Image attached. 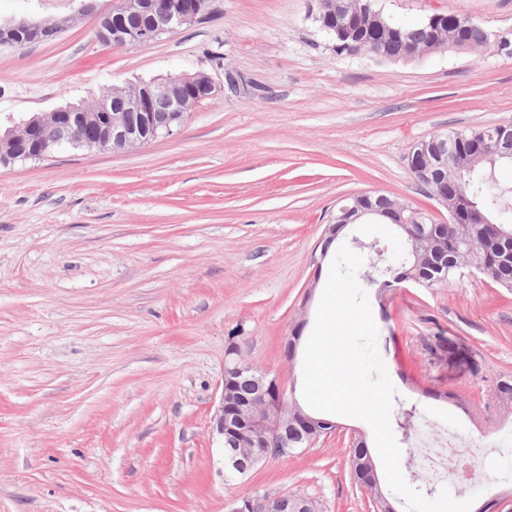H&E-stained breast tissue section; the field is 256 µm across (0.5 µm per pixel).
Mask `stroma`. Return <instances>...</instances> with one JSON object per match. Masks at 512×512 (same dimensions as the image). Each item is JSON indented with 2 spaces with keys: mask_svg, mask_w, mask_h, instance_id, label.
I'll use <instances>...</instances> for the list:
<instances>
[{
  "mask_svg": "<svg viewBox=\"0 0 512 512\" xmlns=\"http://www.w3.org/2000/svg\"><path fill=\"white\" fill-rule=\"evenodd\" d=\"M314 0H214L201 21L139 46L94 36L112 0H0V21L50 18V40L0 45V123L93 103L115 86L192 74L217 90L171 134L122 153L66 150L0 165V512H230L301 495L316 512H374L348 467L363 420L294 456L224 477L213 425L229 341L302 401L303 356L327 273L315 259L343 198L379 192L447 211L412 178L417 140L512 123V56L419 62L342 57ZM419 23L461 13L512 33V0H377ZM237 89H229L225 73ZM378 349L420 419L489 454L468 493L512 491V406L478 395L512 376V301L474 271L435 291L399 288ZM450 340L429 356L427 338ZM457 393L460 404L424 397Z\"/></svg>",
  "mask_w": 512,
  "mask_h": 512,
  "instance_id": "35a3bbf8",
  "label": "stroma"
}]
</instances>
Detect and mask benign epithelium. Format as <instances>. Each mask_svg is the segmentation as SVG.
<instances>
[{"instance_id":"benign-epithelium-1","label":"benign epithelium","mask_w":512,"mask_h":512,"mask_svg":"<svg viewBox=\"0 0 512 512\" xmlns=\"http://www.w3.org/2000/svg\"><path fill=\"white\" fill-rule=\"evenodd\" d=\"M135 14L141 23L130 26L126 17ZM199 20V9L194 0H114L112 13L103 18L99 26V39L113 46H134L145 44L171 33L183 25ZM315 20L323 30L331 34L334 49L340 53L351 52L357 42V30L353 24V13L349 11L348 0H316ZM42 22L24 21L20 24L0 25V44H20L40 35ZM216 91L213 77L205 71L182 74L163 81L131 83L112 88V94L97 101L94 108L69 106L67 114L93 110L112 113V122L97 130L83 121L69 119L44 124L34 115L31 119L15 125L9 133L27 141L25 158L43 159L50 157L63 146L88 145L98 147L103 143L112 146V151H127L143 146L162 134H168L172 127L182 122L201 100L211 97ZM166 99L171 117L164 130H159L153 118L157 98ZM492 151L501 156L512 155V124L493 126L491 135ZM458 149L448 138H424L415 143L407 156L408 166L416 173V181L441 206L448 207V188L443 176L448 167L455 165ZM378 202L368 195H355L343 199L338 207L336 223L353 224L359 220L374 218L381 213ZM249 373L258 387V398L275 397L273 404L251 402L241 409L226 408V394H220L215 412V427L219 435L232 434L234 440H227L229 448L224 454L225 467L238 476H245L261 461L283 458L288 455V400L281 381L276 376L258 374L248 365L235 364L225 368V375ZM259 428L263 441L259 446L239 439L242 430Z\"/></svg>"}]
</instances>
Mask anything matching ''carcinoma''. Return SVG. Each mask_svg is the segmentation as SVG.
<instances>
[{"instance_id":"1","label":"carcinoma","mask_w":512,"mask_h":512,"mask_svg":"<svg viewBox=\"0 0 512 512\" xmlns=\"http://www.w3.org/2000/svg\"><path fill=\"white\" fill-rule=\"evenodd\" d=\"M397 28L396 35L382 46L389 62L426 59L454 46H467L479 40L482 25L463 14L448 29L447 42L432 39L427 23L407 25L387 20ZM490 128L448 132L459 145V170L448 178V201L467 198L485 216L484 224H467L459 214H448V223L394 225L396 242L389 256L383 259L380 275L375 280L359 279L364 288L375 289L380 296L413 277L421 288H444L464 269L477 270L507 299L512 297V184L497 175L499 169H512V158L476 160L475 150L490 141ZM228 401L255 398L254 385L248 376L229 377L225 382ZM335 430L327 419L318 423L313 415L301 409L288 419V448L293 455ZM350 468L356 482L367 488L377 509L386 498L375 483L376 463L363 440L355 442L350 452Z\"/></svg>"}]
</instances>
